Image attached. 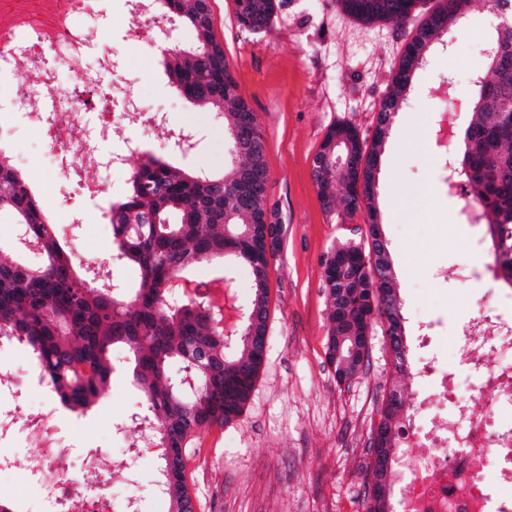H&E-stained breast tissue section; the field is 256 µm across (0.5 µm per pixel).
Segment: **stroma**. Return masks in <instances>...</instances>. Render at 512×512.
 <instances>
[{
  "instance_id": "35a3bbf8",
  "label": "stroma",
  "mask_w": 512,
  "mask_h": 512,
  "mask_svg": "<svg viewBox=\"0 0 512 512\" xmlns=\"http://www.w3.org/2000/svg\"><path fill=\"white\" fill-rule=\"evenodd\" d=\"M234 7V0H211L213 29L265 139L267 204L282 227L281 244L269 268L267 347L255 387L240 418L205 429L190 442L187 482L195 512H363L362 477L384 397L400 392L406 415H417L429 391L417 383L414 366L430 359L452 363L460 326L493 301L512 305V286L503 279L489 289L472 277L474 268L493 265V252L469 251L485 227L472 223L466 200L441 180L445 152L437 139L440 122L461 133L470 118L463 108L441 102L437 89L449 79L458 91L467 90L491 26L486 12H476L452 33V49L428 52L413 78L410 105L395 115L379 162L376 217L400 294L410 368L396 371L376 328L366 369L341 384L325 357L329 323L322 260L341 243L366 246L370 218L363 211L349 218L342 209L324 208L312 160L335 123H352L363 137H373L407 36L389 23L356 20L336 0H280L262 33L241 29ZM103 9L101 37L114 53V111H121L129 92L166 109L168 126L189 125L197 132L195 150L176 157V164L223 172L222 121L188 103L161 64L160 47H190L193 31L172 22L157 38L158 51H141L116 21L120 0H105ZM13 145L18 155L35 157L23 174L79 258L104 262L111 279L134 283L136 270L114 262L112 227L97 211H89L86 223H71L79 197L74 187L57 183L37 135L15 124ZM114 359L109 392L80 423L58 429L75 469L96 449L120 448L105 425L140 405L127 376L129 359L120 349ZM36 448V441L22 443L12 469L0 474V503L13 512H35L26 458ZM157 462L156 449H144L132 470L116 475L114 497L134 492L143 512H168L155 490Z\"/></svg>"
}]
</instances>
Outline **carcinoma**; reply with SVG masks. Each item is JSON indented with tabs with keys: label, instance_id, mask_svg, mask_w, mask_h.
Segmentation results:
<instances>
[{
	"label": "carcinoma",
	"instance_id": "carcinoma-1",
	"mask_svg": "<svg viewBox=\"0 0 512 512\" xmlns=\"http://www.w3.org/2000/svg\"><path fill=\"white\" fill-rule=\"evenodd\" d=\"M156 2L162 16L175 17L194 32L190 48L164 50L162 65L184 98L223 119L229 171L222 176L191 172L151 155L131 172L125 195L108 211L112 257L138 272V284L130 288L110 280L102 262L75 265L20 170L0 151V215L11 216L43 256L40 265L31 266L4 257L11 245L0 243V336L27 344L54 396L81 410L108 392L116 370L112 353L126 349L133 357V384L142 394L136 416L159 448L157 484L169 512H195L186 448L196 433L240 416L264 362L267 168L262 131L214 35L210 0ZM234 2L239 26L252 33L267 30L279 7V0ZM423 2L336 0L362 22L413 25L382 101L394 114L406 103L414 74L434 41L477 5L498 19L483 49V65L471 76V118L450 164L480 202L473 223L487 224L496 273L512 285V16L502 17L512 0H436L426 11L419 9ZM389 130V122L377 120L369 142L348 122L329 128L312 167L326 208L339 204L351 217L361 210L375 217L369 178ZM242 142L252 143L253 156H239ZM216 257L227 259L224 275L244 267L251 280L244 318L228 347L220 309L204 295L179 300L173 289V280L185 271ZM323 268L333 337L327 361H336L334 337L343 339L342 358L347 359L350 337L364 336L378 324L391 333L395 369L403 371L405 336L396 334L403 326L401 308L383 303L379 295L397 287L391 265L374 264L361 247L343 244L325 256ZM187 370L200 390L180 386ZM403 407L398 393L390 391L380 410L379 447L371 453H396Z\"/></svg>",
	"mask_w": 512,
	"mask_h": 512
}]
</instances>
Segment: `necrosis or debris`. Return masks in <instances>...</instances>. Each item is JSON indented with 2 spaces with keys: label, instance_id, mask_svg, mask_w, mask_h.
<instances>
[{
  "label": "necrosis or debris",
  "instance_id": "1",
  "mask_svg": "<svg viewBox=\"0 0 512 512\" xmlns=\"http://www.w3.org/2000/svg\"><path fill=\"white\" fill-rule=\"evenodd\" d=\"M100 0H0V19L10 20L11 35L0 44V111L45 132L57 175L76 181L81 193L96 202L111 197L109 178L82 180L84 171L117 168L127 155L143 147L142 132L166 120L162 111L127 99L114 112L105 92L106 75L97 67L106 58L99 26L93 17ZM70 76L74 87L71 117L57 122L50 105L59 102L57 82L44 67L45 54ZM46 104L43 112H27L30 99ZM115 143L104 153L93 139ZM500 360L489 365L485 357ZM454 352L466 372L460 380L429 362L424 373L443 395L453 396L452 416L460 431L449 437L439 430L436 414H428L422 430L406 434L407 448L424 449L416 459L404 491V512H512V314L492 310L479 314L455 338ZM60 408L48 402L36 414L15 408L0 419V468L10 462V449L27 434L42 436V448L28 466V479L41 512H112L108 482L125 460L100 451L86 460L85 473L70 472L67 452L49 432Z\"/></svg>",
  "mask_w": 512,
  "mask_h": 512
}]
</instances>
